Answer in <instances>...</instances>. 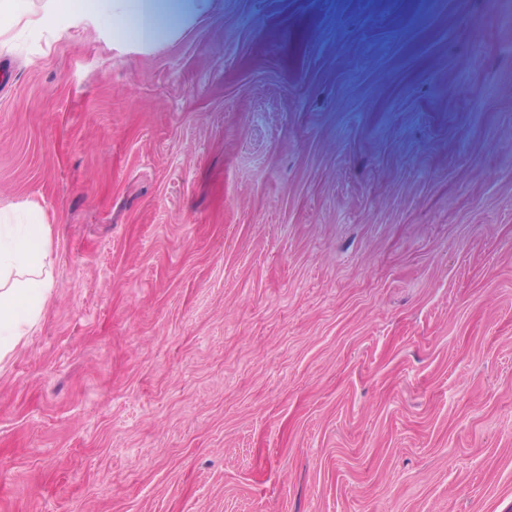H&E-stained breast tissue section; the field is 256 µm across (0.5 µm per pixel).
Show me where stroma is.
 I'll return each instance as SVG.
<instances>
[{
  "mask_svg": "<svg viewBox=\"0 0 512 512\" xmlns=\"http://www.w3.org/2000/svg\"><path fill=\"white\" fill-rule=\"evenodd\" d=\"M512 0H215L0 45L54 291L0 512H512Z\"/></svg>",
  "mask_w": 512,
  "mask_h": 512,
  "instance_id": "stroma-1",
  "label": "stroma"
}]
</instances>
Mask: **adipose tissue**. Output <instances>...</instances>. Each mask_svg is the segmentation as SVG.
I'll use <instances>...</instances> for the list:
<instances>
[{"instance_id":"ef3b65f1","label":"adipose tissue","mask_w":512,"mask_h":512,"mask_svg":"<svg viewBox=\"0 0 512 512\" xmlns=\"http://www.w3.org/2000/svg\"><path fill=\"white\" fill-rule=\"evenodd\" d=\"M0 0V39L19 22L53 30L106 28L113 45L146 47L207 13L211 0ZM51 227L38 205L0 211V361L39 325L54 283L49 260Z\"/></svg>"}]
</instances>
